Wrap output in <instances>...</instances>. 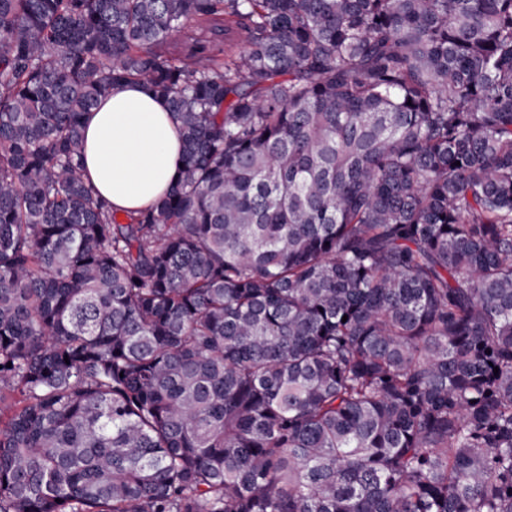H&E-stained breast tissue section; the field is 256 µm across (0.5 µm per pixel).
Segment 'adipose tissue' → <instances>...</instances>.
<instances>
[{
    "label": "adipose tissue",
    "instance_id": "obj_1",
    "mask_svg": "<svg viewBox=\"0 0 512 512\" xmlns=\"http://www.w3.org/2000/svg\"><path fill=\"white\" fill-rule=\"evenodd\" d=\"M85 175L114 212L151 205L177 172L180 139L164 103L130 84L103 98L86 120Z\"/></svg>",
    "mask_w": 512,
    "mask_h": 512
}]
</instances>
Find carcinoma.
Masks as SVG:
<instances>
[{"label": "carcinoma", "mask_w": 512, "mask_h": 512, "mask_svg": "<svg viewBox=\"0 0 512 512\" xmlns=\"http://www.w3.org/2000/svg\"><path fill=\"white\" fill-rule=\"evenodd\" d=\"M0 512H512V0H0ZM85 175L118 214L151 205L177 172L180 139L164 103L130 84L103 98L86 120Z\"/></svg>", "instance_id": "cac0c4a2"}]
</instances>
